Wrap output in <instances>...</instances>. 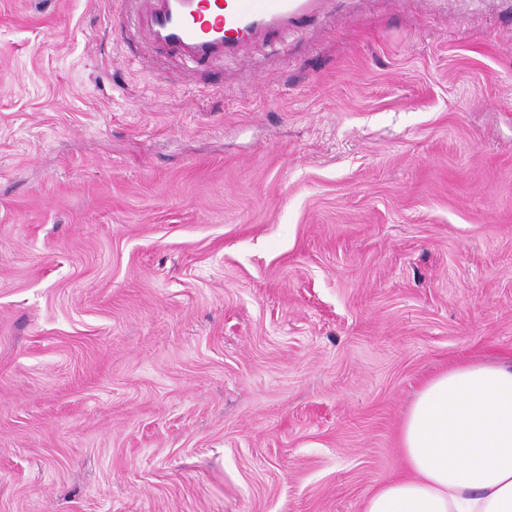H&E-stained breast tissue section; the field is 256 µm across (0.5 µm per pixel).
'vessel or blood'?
Masks as SVG:
<instances>
[{"label":"vessel or blood","mask_w":512,"mask_h":512,"mask_svg":"<svg viewBox=\"0 0 512 512\" xmlns=\"http://www.w3.org/2000/svg\"><path fill=\"white\" fill-rule=\"evenodd\" d=\"M163 48L197 62L245 50L321 12L326 0H134Z\"/></svg>","instance_id":"1"}]
</instances>
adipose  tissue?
<instances>
[{
    "label": "adipose tissue",
    "mask_w": 512,
    "mask_h": 512,
    "mask_svg": "<svg viewBox=\"0 0 512 512\" xmlns=\"http://www.w3.org/2000/svg\"><path fill=\"white\" fill-rule=\"evenodd\" d=\"M400 444L407 476L369 492L362 512H512V360L430 379Z\"/></svg>",
    "instance_id": "ef3b65f1"
}]
</instances>
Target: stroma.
I'll return each instance as SVG.
<instances>
[{
  "mask_svg": "<svg viewBox=\"0 0 512 512\" xmlns=\"http://www.w3.org/2000/svg\"><path fill=\"white\" fill-rule=\"evenodd\" d=\"M512 359V9L329 0L214 63L0 0V512H361Z\"/></svg>",
  "mask_w": 512,
  "mask_h": 512,
  "instance_id": "obj_1",
  "label": "stroma"
}]
</instances>
